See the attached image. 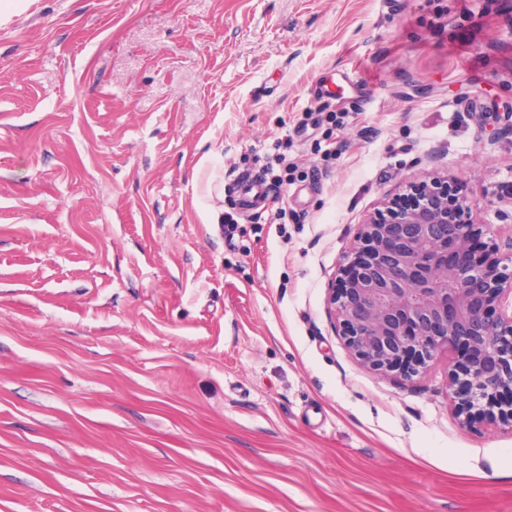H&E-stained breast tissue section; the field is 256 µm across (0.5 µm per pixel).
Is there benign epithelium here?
Listing matches in <instances>:
<instances>
[{"mask_svg":"<svg viewBox=\"0 0 512 512\" xmlns=\"http://www.w3.org/2000/svg\"><path fill=\"white\" fill-rule=\"evenodd\" d=\"M450 178L422 181L358 226L331 305L347 347L370 368L416 375L454 354L452 398L466 423L512 427V256Z\"/></svg>","mask_w":512,"mask_h":512,"instance_id":"benign-epithelium-1","label":"benign epithelium"}]
</instances>
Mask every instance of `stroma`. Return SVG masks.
<instances>
[{
    "label": "stroma",
    "mask_w": 512,
    "mask_h": 512,
    "mask_svg": "<svg viewBox=\"0 0 512 512\" xmlns=\"http://www.w3.org/2000/svg\"><path fill=\"white\" fill-rule=\"evenodd\" d=\"M511 109L512 0H15L0 512H512V429L463 425L448 353L373 370L328 306L429 177L512 239Z\"/></svg>",
    "instance_id": "obj_1"
}]
</instances>
